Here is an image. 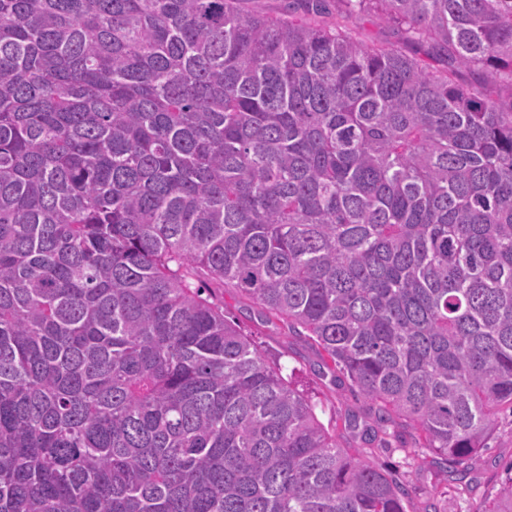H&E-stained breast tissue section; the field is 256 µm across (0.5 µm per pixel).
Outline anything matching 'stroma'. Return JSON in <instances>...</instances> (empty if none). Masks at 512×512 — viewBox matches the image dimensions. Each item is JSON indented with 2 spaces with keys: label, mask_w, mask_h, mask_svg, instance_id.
<instances>
[{
  "label": "stroma",
  "mask_w": 512,
  "mask_h": 512,
  "mask_svg": "<svg viewBox=\"0 0 512 512\" xmlns=\"http://www.w3.org/2000/svg\"><path fill=\"white\" fill-rule=\"evenodd\" d=\"M338 22L366 47L394 44L399 40L394 27L373 13L342 15ZM196 284L223 305L228 320L251 333L263 350L277 357L283 376L300 381L317 402L322 421H329L334 414L348 409L358 411L365 407L364 398L348 382H333L321 355L305 337L289 334L280 324L261 321L252 304L234 291L218 288L203 277L197 278ZM367 459L405 486L408 512H422L429 502L435 503L438 512H482L487 492L500 487L506 467L512 464V410L499 411L497 429L487 448L459 465L463 480L455 489L446 487V463L412 457L400 442L375 449L368 453Z\"/></svg>",
  "instance_id": "obj_1"
}]
</instances>
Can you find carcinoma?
I'll return each mask as SVG.
<instances>
[{
    "instance_id": "cac0c4a2",
    "label": "carcinoma",
    "mask_w": 512,
    "mask_h": 512,
    "mask_svg": "<svg viewBox=\"0 0 512 512\" xmlns=\"http://www.w3.org/2000/svg\"><path fill=\"white\" fill-rule=\"evenodd\" d=\"M299 2L0 0V512H407L200 272L365 449L456 464L512 408V0H336L379 47ZM335 21L350 30L365 47L397 44L399 40L394 27L374 13L336 14ZM193 282L196 287L206 288L202 290V296L211 295L216 303L224 306L228 320L234 321L245 332L254 335L263 350L278 358L284 377L292 375L300 381L313 401L318 403L317 412L326 426L336 412V435L341 436L343 431L339 415L346 409L358 411L366 405L357 390L350 387L348 381H337L336 384L332 382V375L324 366L321 355L304 336L288 334L280 323L261 321L248 300L234 291L217 288L204 276L195 278Z\"/></svg>"
}]
</instances>
